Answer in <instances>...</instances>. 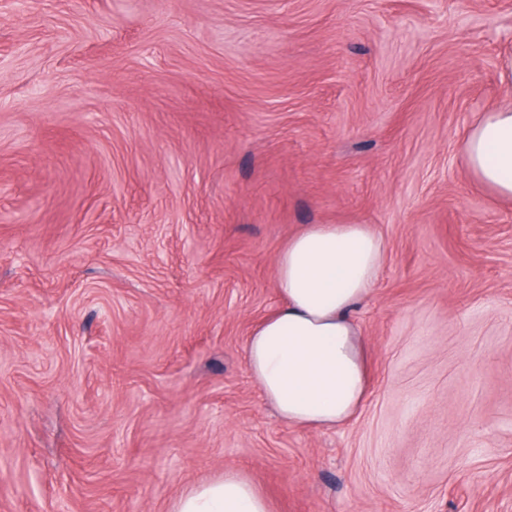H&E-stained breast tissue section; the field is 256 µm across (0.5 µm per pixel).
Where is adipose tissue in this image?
Returning a JSON list of instances; mask_svg holds the SVG:
<instances>
[{"label": "adipose tissue", "instance_id": "adipose-tissue-1", "mask_svg": "<svg viewBox=\"0 0 512 512\" xmlns=\"http://www.w3.org/2000/svg\"><path fill=\"white\" fill-rule=\"evenodd\" d=\"M463 152L478 183L512 200V106L481 113ZM387 245L366 224H310L275 259L280 307L251 333L246 366L286 425L329 430L365 402V343L354 317L373 293ZM169 512H273L245 474L225 470L184 489Z\"/></svg>", "mask_w": 512, "mask_h": 512}]
</instances>
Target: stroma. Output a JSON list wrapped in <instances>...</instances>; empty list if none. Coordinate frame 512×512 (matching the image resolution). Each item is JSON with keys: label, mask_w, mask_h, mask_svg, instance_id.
Instances as JSON below:
<instances>
[{"label": "stroma", "mask_w": 512, "mask_h": 512, "mask_svg": "<svg viewBox=\"0 0 512 512\" xmlns=\"http://www.w3.org/2000/svg\"><path fill=\"white\" fill-rule=\"evenodd\" d=\"M512 0H0V512H512V203L462 139ZM305 224L388 253L349 424L250 379ZM271 501L245 474L227 469L184 489L169 512H273Z\"/></svg>", "instance_id": "stroma-1"}]
</instances>
